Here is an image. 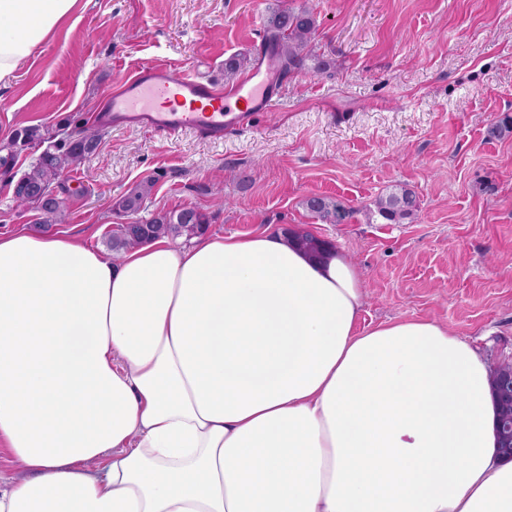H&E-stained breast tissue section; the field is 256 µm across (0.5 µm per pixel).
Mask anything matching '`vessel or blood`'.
<instances>
[{
	"mask_svg": "<svg viewBox=\"0 0 512 512\" xmlns=\"http://www.w3.org/2000/svg\"><path fill=\"white\" fill-rule=\"evenodd\" d=\"M276 91L275 73L266 57L229 88L150 63L120 81L96 120L115 129H146L167 141L190 133L220 142L226 134L247 130L255 114L267 110Z\"/></svg>",
	"mask_w": 512,
	"mask_h": 512,
	"instance_id": "vessel-or-blood-1",
	"label": "vessel or blood"
}]
</instances>
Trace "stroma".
Instances as JSON below:
<instances>
[{
  "label": "stroma",
  "mask_w": 512,
  "mask_h": 512,
  "mask_svg": "<svg viewBox=\"0 0 512 512\" xmlns=\"http://www.w3.org/2000/svg\"><path fill=\"white\" fill-rule=\"evenodd\" d=\"M276 0H79L0 89V147L17 130L52 139L88 124L135 66L224 79V61L256 56ZM314 9L331 66L284 80L252 128L211 143L106 129L56 187L61 231L107 248L117 200L155 181L143 217L194 208L220 235L309 230L354 266L360 327L393 319L448 326L487 363L512 361V0H296ZM0 175V234L39 229ZM420 208L389 224L374 202L394 186ZM324 195L352 215L325 224L303 205Z\"/></svg>",
  "instance_id": "obj_1"
}]
</instances>
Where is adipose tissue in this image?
<instances>
[{"instance_id": "obj_1", "label": "adipose tissue", "mask_w": 512, "mask_h": 512, "mask_svg": "<svg viewBox=\"0 0 512 512\" xmlns=\"http://www.w3.org/2000/svg\"><path fill=\"white\" fill-rule=\"evenodd\" d=\"M77 0H0V87ZM279 231L0 235V512H512L485 359Z\"/></svg>"}]
</instances>
